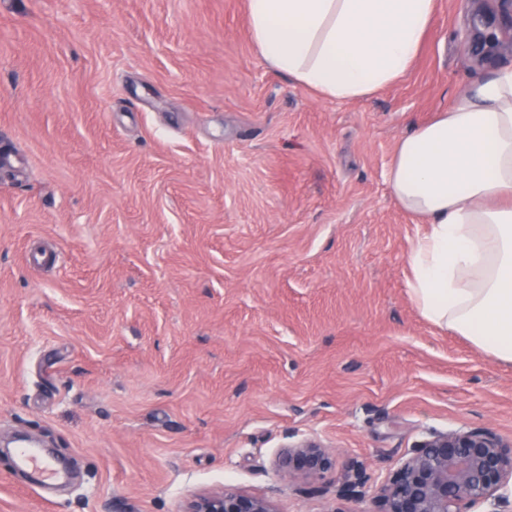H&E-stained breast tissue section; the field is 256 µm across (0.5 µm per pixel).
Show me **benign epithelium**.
Wrapping results in <instances>:
<instances>
[{"instance_id": "1", "label": "benign epithelium", "mask_w": 512, "mask_h": 512, "mask_svg": "<svg viewBox=\"0 0 512 512\" xmlns=\"http://www.w3.org/2000/svg\"><path fill=\"white\" fill-rule=\"evenodd\" d=\"M336 461L315 438H301L282 448L275 461L280 481L320 478ZM512 444L483 429L434 433L413 448L396 473L380 484L372 512H473L488 502L509 503ZM368 477L352 464L338 477L340 496L362 497ZM184 512H276L271 500L239 491L203 493Z\"/></svg>"}]
</instances>
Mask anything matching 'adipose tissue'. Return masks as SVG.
Masks as SVG:
<instances>
[{
  "instance_id": "adipose-tissue-1",
  "label": "adipose tissue",
  "mask_w": 512,
  "mask_h": 512,
  "mask_svg": "<svg viewBox=\"0 0 512 512\" xmlns=\"http://www.w3.org/2000/svg\"><path fill=\"white\" fill-rule=\"evenodd\" d=\"M436 0H247L263 60L326 100H365L409 69ZM389 187L426 230L409 254L422 317L512 364V64L396 145Z\"/></svg>"
}]
</instances>
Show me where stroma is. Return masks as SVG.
Instances as JSON below:
<instances>
[{"label":"stroma","instance_id":"35a3bbf8","mask_svg":"<svg viewBox=\"0 0 512 512\" xmlns=\"http://www.w3.org/2000/svg\"><path fill=\"white\" fill-rule=\"evenodd\" d=\"M503 0H437L408 71L366 100L272 69L246 0H0V439L44 440L47 490L0 457V512H183L229 489L368 512L435 432L512 440V364L428 323L399 140L482 72ZM315 437L336 458L285 484ZM356 463L366 499L336 494ZM335 465V459L319 440L306 437L280 450L274 472L279 481L289 483L298 478H320Z\"/></svg>","mask_w":512,"mask_h":512}]
</instances>
